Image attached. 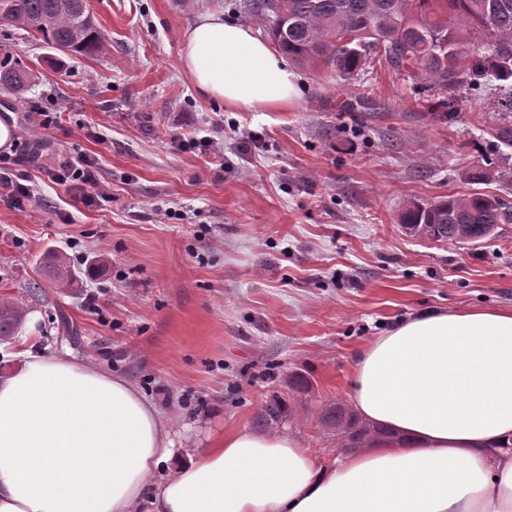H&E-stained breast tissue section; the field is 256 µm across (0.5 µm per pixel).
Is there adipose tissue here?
<instances>
[{"mask_svg": "<svg viewBox=\"0 0 512 512\" xmlns=\"http://www.w3.org/2000/svg\"><path fill=\"white\" fill-rule=\"evenodd\" d=\"M180 65L205 97L271 110L297 95L285 58L206 11ZM0 378V512H512V311L419 314L359 350L349 399L391 430L319 457L246 428L153 476L173 422L123 377L29 350Z\"/></svg>", "mask_w": 512, "mask_h": 512, "instance_id": "adipose-tissue-1", "label": "adipose tissue"}]
</instances>
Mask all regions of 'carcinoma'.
<instances>
[{"label":"carcinoma","instance_id":"cac0c4a2","mask_svg":"<svg viewBox=\"0 0 512 512\" xmlns=\"http://www.w3.org/2000/svg\"><path fill=\"white\" fill-rule=\"evenodd\" d=\"M244 7L293 61L329 65L344 75L384 64L405 75L440 119L454 116L463 91L512 82V0H246ZM84 14L80 0H0V23L33 33L68 56L88 58L103 49L105 35L95 21L82 22ZM32 79V73L0 61L1 92L20 96ZM491 111L494 146L512 148V93L496 100ZM494 176L512 182V171L485 164L474 167L468 180L479 185ZM399 222L414 237L478 243L498 225L512 224V205L484 192L452 194L410 203ZM42 263L57 281H71L58 253H45ZM24 313L15 300H0L1 341L17 335ZM287 414V402L274 397L261 406L254 424L272 428ZM321 423L336 430L341 447L351 452L390 434L339 402L323 409Z\"/></svg>","mask_w":512,"mask_h":512}]
</instances>
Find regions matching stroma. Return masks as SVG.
Listing matches in <instances>:
<instances>
[{"mask_svg":"<svg viewBox=\"0 0 512 512\" xmlns=\"http://www.w3.org/2000/svg\"><path fill=\"white\" fill-rule=\"evenodd\" d=\"M242 2L87 0L107 41L89 59L0 24V58L35 73L22 98L0 93V110L15 126L13 170L36 194L20 210L0 201V294L30 312L0 343V374L29 348L122 375L174 420L176 465L253 428L276 396L288 403L278 431L336 452L319 414L347 400L360 348L421 312L512 310V224L459 244L398 221L411 200L480 188L512 204V183L467 179L485 157L512 169V148L491 149L474 99L442 121L387 68L346 80L292 63L299 96L288 107L228 109L181 68V35L204 11L254 26ZM31 112L57 120L32 127ZM204 135L223 158L177 142ZM79 152L96 159L109 195L95 207L48 177L59 155ZM49 250L72 286L41 274Z\"/></svg>","mask_w":512,"mask_h":512,"instance_id":"stroma-1","label":"stroma"}]
</instances>
